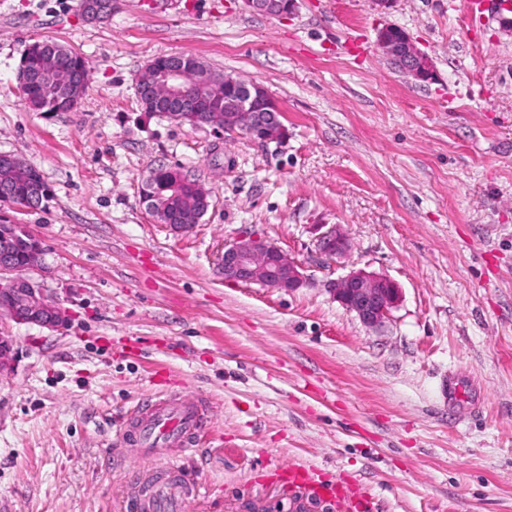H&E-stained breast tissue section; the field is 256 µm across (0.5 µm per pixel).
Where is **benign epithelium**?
I'll return each mask as SVG.
<instances>
[{
	"label": "benign epithelium",
	"instance_id": "7a95c632",
	"mask_svg": "<svg viewBox=\"0 0 512 512\" xmlns=\"http://www.w3.org/2000/svg\"><path fill=\"white\" fill-rule=\"evenodd\" d=\"M251 10L269 15L290 14L296 0H245ZM80 10L90 21H105L112 15L108 0H82ZM378 46L391 61L408 76L419 82L431 81L434 69L429 57L421 52L400 27L388 25L378 33ZM42 52L47 66L40 71L28 68L21 61L17 80L24 98H29L38 87L56 85L63 89L68 110L78 108L90 76L75 73L61 64V56L51 48ZM195 55L185 53L164 57L162 62L150 60L138 73L136 94L143 109L158 104L168 108V117L179 124L189 121L224 132L244 130L258 142L281 139L285 127L279 120L277 104L260 85L230 74L224 83L216 84L210 77L193 73ZM224 112V125H216L214 113ZM148 211L160 224L174 232H186L200 222L202 215L176 216L162 207L155 195H142ZM14 232L26 237L30 252L28 266L21 270L0 255V320L9 318L17 323L34 324L57 330L68 321V314L57 303L49 300L27 272L42 266L43 251L37 238L21 226L12 225ZM350 248L346 235L339 227H331L318 240L319 252L328 258H341ZM220 273L227 282L259 283L270 288L295 291L303 287L307 278L302 267L290 260L275 244L268 240L242 237L224 247ZM334 299L354 313L369 328L381 327L391 309L400 298L398 284L386 275L352 270L329 284ZM14 359L13 338L0 334V373L10 368Z\"/></svg>",
	"mask_w": 512,
	"mask_h": 512
}]
</instances>
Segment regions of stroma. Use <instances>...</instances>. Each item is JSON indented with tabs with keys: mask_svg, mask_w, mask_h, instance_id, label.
<instances>
[{
	"mask_svg": "<svg viewBox=\"0 0 512 512\" xmlns=\"http://www.w3.org/2000/svg\"><path fill=\"white\" fill-rule=\"evenodd\" d=\"M395 25L427 54L415 82L376 44ZM85 57L72 112H32L17 70L35 41ZM192 53L258 83L288 134L178 124L142 111L135 77ZM52 191L0 202L43 249L30 278L68 326L0 322V512H137L143 473L177 467L187 512H281L266 468L300 461L357 480L377 512H512V33L497 0H298L273 17L243 0H0V154ZM199 182L211 205L184 233L141 200L154 168ZM338 226L341 261L317 240ZM259 235L300 264L292 292L225 281L224 247ZM362 269L400 287L379 329L327 288ZM456 378L476 394L450 406ZM209 405L186 449L139 458L120 436L148 400Z\"/></svg>",
	"mask_w": 512,
	"mask_h": 512,
	"instance_id": "35a3bbf8",
	"label": "stroma"
}]
</instances>
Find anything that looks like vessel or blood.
<instances>
[{
	"instance_id": "vessel-or-blood-1",
	"label": "vessel or blood",
	"mask_w": 512,
	"mask_h": 512,
	"mask_svg": "<svg viewBox=\"0 0 512 512\" xmlns=\"http://www.w3.org/2000/svg\"><path fill=\"white\" fill-rule=\"evenodd\" d=\"M207 406L199 399L167 395L143 405L135 420L123 428L141 456L155 457L175 447L188 446L205 419ZM272 481L299 499L335 501L339 512H373L371 497L355 482L326 478L321 469L291 464L272 470ZM188 479L180 471L160 468L150 475L148 489L139 502L140 512H183Z\"/></svg>"
}]
</instances>
